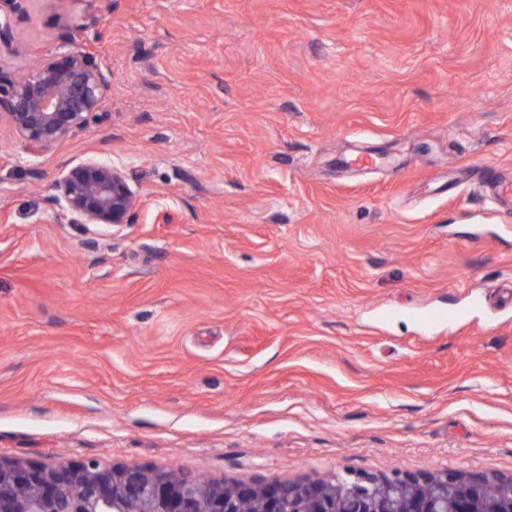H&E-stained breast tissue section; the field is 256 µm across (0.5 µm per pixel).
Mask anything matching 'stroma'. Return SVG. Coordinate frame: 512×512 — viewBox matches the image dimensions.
Listing matches in <instances>:
<instances>
[{
  "instance_id": "35a3bbf8",
  "label": "stroma",
  "mask_w": 512,
  "mask_h": 512,
  "mask_svg": "<svg viewBox=\"0 0 512 512\" xmlns=\"http://www.w3.org/2000/svg\"><path fill=\"white\" fill-rule=\"evenodd\" d=\"M0 73H110L38 154L0 117V458L283 482L512 475V0H0ZM122 169L98 236L49 199ZM51 202L98 235H112L130 224L139 199L124 171L90 159L65 170L54 184Z\"/></svg>"
}]
</instances>
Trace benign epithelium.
Instances as JSON below:
<instances>
[{"label":"benign epithelium","instance_id":"1","mask_svg":"<svg viewBox=\"0 0 512 512\" xmlns=\"http://www.w3.org/2000/svg\"><path fill=\"white\" fill-rule=\"evenodd\" d=\"M63 62L43 61L31 73L0 74V112L16 135L46 151L71 136L105 101L110 76L90 56L64 47ZM53 206L99 235L130 223L138 196L124 171L86 160L54 184ZM454 488L452 512H498L512 506V476L443 470L426 475L349 473L306 481L197 478L173 467L24 464L0 459V512H436L434 493Z\"/></svg>","mask_w":512,"mask_h":512}]
</instances>
